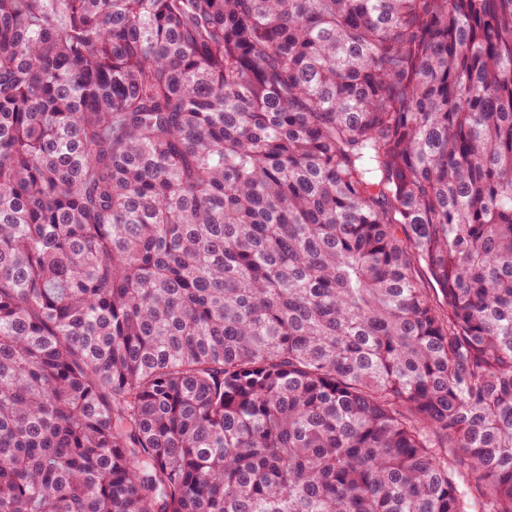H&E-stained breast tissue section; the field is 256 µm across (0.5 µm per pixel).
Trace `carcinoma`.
<instances>
[{
  "mask_svg": "<svg viewBox=\"0 0 512 512\" xmlns=\"http://www.w3.org/2000/svg\"><path fill=\"white\" fill-rule=\"evenodd\" d=\"M0 512H512V0H0Z\"/></svg>",
  "mask_w": 512,
  "mask_h": 512,
  "instance_id": "cac0c4a2",
  "label": "carcinoma"
}]
</instances>
